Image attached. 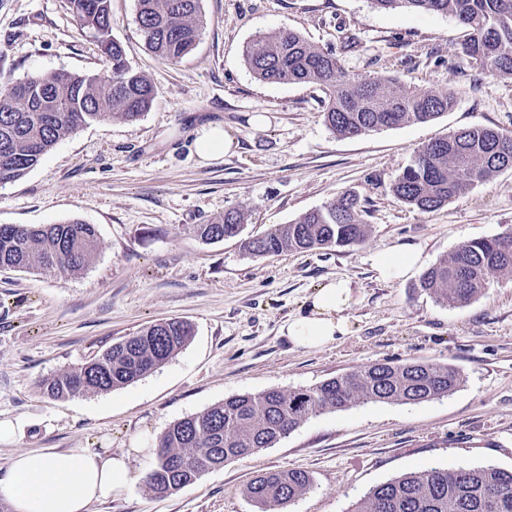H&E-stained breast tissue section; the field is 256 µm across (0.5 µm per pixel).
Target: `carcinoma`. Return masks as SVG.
I'll return each instance as SVG.
<instances>
[{"instance_id": "obj_1", "label": "carcinoma", "mask_w": 512, "mask_h": 512, "mask_svg": "<svg viewBox=\"0 0 512 512\" xmlns=\"http://www.w3.org/2000/svg\"><path fill=\"white\" fill-rule=\"evenodd\" d=\"M383 11L448 15L465 30L463 54L476 66L512 79V0H370ZM80 28L94 31L112 63L108 75L58 71L0 86V183L23 177L40 158L77 129L105 116L133 120L147 111L156 92L128 63L111 36L110 0H67ZM138 23L149 49L178 63L196 45L201 0H138ZM243 59L253 77L268 84H317L325 92L324 120L340 137L425 123L451 110L452 92L403 87L382 76L346 72L331 50L291 30L263 33L248 43ZM512 168V134L487 127L449 133L421 145L391 186L405 205L422 212ZM366 207L354 192L342 194L291 224H272L259 237H242L245 213L238 207L193 232L205 241L235 230L254 256L359 246L369 238ZM98 250L94 227L79 220L59 224H0V269L41 270L55 275L84 271ZM512 274V228L472 240L429 267L419 287L445 306H465L490 279ZM185 320L171 318L122 338L80 366L41 383L49 398L109 392L128 386L167 362L192 339ZM462 383L446 363L388 359L299 390L271 389L233 395L182 418L159 438L147 488L165 496L194 483L205 471L271 448L310 417L361 402L416 404L445 397ZM312 487L308 473L287 469L252 479L244 494L257 512H282ZM352 512H512V471L492 465L430 467L373 488Z\"/></svg>"}]
</instances>
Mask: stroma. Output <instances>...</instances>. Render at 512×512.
Returning a JSON list of instances; mask_svg holds the SVG:
<instances>
[{
  "mask_svg": "<svg viewBox=\"0 0 512 512\" xmlns=\"http://www.w3.org/2000/svg\"><path fill=\"white\" fill-rule=\"evenodd\" d=\"M112 36L156 89L132 121L79 128L26 175L0 185V224L94 225L99 250L81 273L0 271V476L16 453L142 446L123 496L92 512H255L244 494L255 476L300 469L312 489L284 512H351L371 489L427 467L512 469V276L463 307L438 304L419 271L386 280L377 254L415 248L421 269L472 240L512 227V169L431 211L411 209L390 186L415 149L473 126L512 133V79L462 54L449 16L380 11L369 0H201L195 48L171 65L146 46L137 0H111ZM287 28L335 50L345 69L445 89L440 117L357 138L324 123L322 88L264 84L244 64L254 35ZM356 36L345 47L346 36ZM110 64L67 0H0V81ZM223 124L236 142L204 162L194 131ZM353 191L366 201L365 245L253 257L237 239L192 227L243 206L245 235L288 224ZM348 282L347 335L305 349L281 332L316 288ZM189 321L191 342L133 384L54 401L40 383L139 329ZM387 359L454 365L461 386L417 404L360 403L308 419L273 447L209 470L171 495L152 494L151 449L173 422L225 398L316 386Z\"/></svg>",
  "mask_w": 512,
  "mask_h": 512,
  "instance_id": "1",
  "label": "stroma"
}]
</instances>
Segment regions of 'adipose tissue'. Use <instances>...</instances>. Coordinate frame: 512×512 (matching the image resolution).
Segmentation results:
<instances>
[{
  "mask_svg": "<svg viewBox=\"0 0 512 512\" xmlns=\"http://www.w3.org/2000/svg\"><path fill=\"white\" fill-rule=\"evenodd\" d=\"M346 281L332 280L311 294L282 331L297 346L321 347L349 331ZM132 450L72 448L16 454L0 477V500L12 512H91L94 504L126 492L133 481Z\"/></svg>",
  "mask_w": 512,
  "mask_h": 512,
  "instance_id": "ef3b65f1",
  "label": "adipose tissue"
}]
</instances>
